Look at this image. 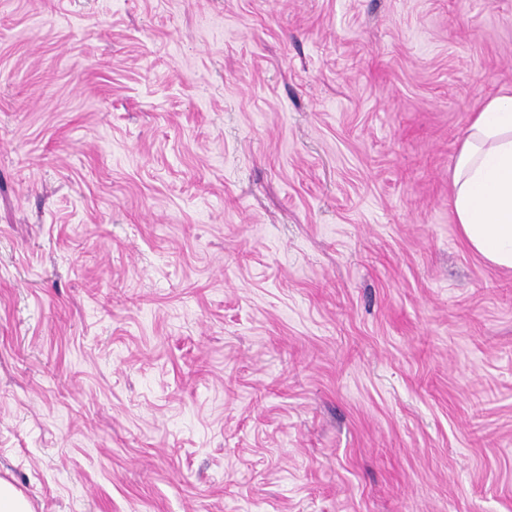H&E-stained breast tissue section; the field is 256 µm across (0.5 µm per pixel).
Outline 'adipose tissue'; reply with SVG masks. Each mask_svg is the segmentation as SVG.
Here are the masks:
<instances>
[{
	"label": "adipose tissue",
	"mask_w": 512,
	"mask_h": 512,
	"mask_svg": "<svg viewBox=\"0 0 512 512\" xmlns=\"http://www.w3.org/2000/svg\"><path fill=\"white\" fill-rule=\"evenodd\" d=\"M450 194L468 246L512 269V88L475 112L454 159Z\"/></svg>",
	"instance_id": "adipose-tissue-1"
}]
</instances>
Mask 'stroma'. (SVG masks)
Masks as SVG:
<instances>
[{
    "instance_id": "obj_1",
    "label": "stroma",
    "mask_w": 512,
    "mask_h": 512,
    "mask_svg": "<svg viewBox=\"0 0 512 512\" xmlns=\"http://www.w3.org/2000/svg\"><path fill=\"white\" fill-rule=\"evenodd\" d=\"M512 0H0V478L33 512H512V270L448 192Z\"/></svg>"
}]
</instances>
